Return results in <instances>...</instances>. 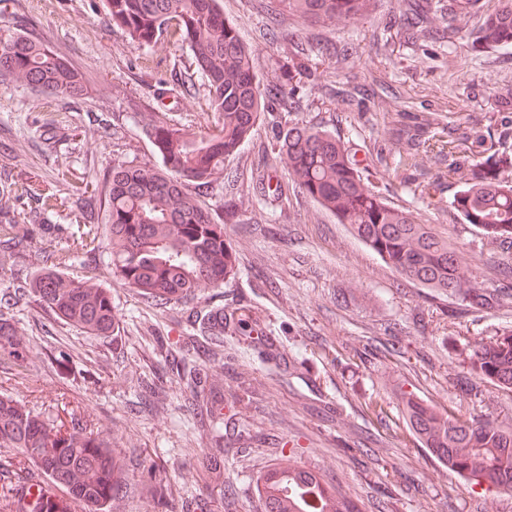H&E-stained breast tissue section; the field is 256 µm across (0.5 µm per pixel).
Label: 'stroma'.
Returning a JSON list of instances; mask_svg holds the SVG:
<instances>
[{
	"label": "stroma",
	"instance_id": "35a3bbf8",
	"mask_svg": "<svg viewBox=\"0 0 512 512\" xmlns=\"http://www.w3.org/2000/svg\"><path fill=\"white\" fill-rule=\"evenodd\" d=\"M407 2L376 0L369 16L320 27L281 0H223L225 19L255 51L261 88L283 86L288 96L267 101L252 139L225 162L238 177L236 194L216 182L203 197L239 259L219 290L224 310L245 307L252 316L250 333L225 336L224 356L209 369L224 388V483L213 487L197 465L210 442L194 428L182 386L167 380L163 409L137 403L140 378L163 366L158 341L188 330L181 306L146 304L123 285L106 235L77 251L69 208L81 196L103 199L114 163H158L144 114L192 132L211 128L193 53L165 38L129 47L105 0H0L1 39L21 31L46 41L90 86L89 98L72 99L0 77V203L14 212L13 232L33 237L26 251L0 258V298L42 268L47 253H68L65 275L110 288L118 321L116 338L92 336L25 297L11 309L25 360L0 373V395L57 426L88 419L113 447L133 449V474L154 465L175 501L200 500L203 512H263L257 481L281 460L319 472L357 512H512V493L468 484L422 448L396 399L412 391L471 419L512 420V392L489 381L471 391L457 383L475 344L512 329V287L501 284V249L451 208L458 184L448 175L449 153L470 155L475 134L497 150L493 132L512 121L499 105L512 90V47L476 44L479 12L446 24L448 0H437L426 23L402 28ZM339 44L352 49L341 68L328 53ZM300 55L303 73L292 66ZM180 79L195 81L191 95L157 96L158 81ZM422 116L430 124L410 160L397 131ZM295 124L339 136L388 204L455 243L478 286L497 292L494 307L469 311L462 296L413 283L300 192L283 203L251 194L252 170L287 182V164L270 145ZM16 184L31 194H11ZM41 196L51 223L66 228L58 238L38 237L30 223ZM236 374L251 398L238 400Z\"/></svg>",
	"mask_w": 512,
	"mask_h": 512
}]
</instances>
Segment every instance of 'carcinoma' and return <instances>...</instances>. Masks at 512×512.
Segmentation results:
<instances>
[{"instance_id": "carcinoma-1", "label": "carcinoma", "mask_w": 512, "mask_h": 512, "mask_svg": "<svg viewBox=\"0 0 512 512\" xmlns=\"http://www.w3.org/2000/svg\"><path fill=\"white\" fill-rule=\"evenodd\" d=\"M301 20L330 25L364 15L373 0H282ZM483 8L477 42L485 48L512 45V0H467ZM112 26L124 30L136 48L169 37L193 51L215 128L196 134L152 114L144 130L159 158L157 165L112 167L107 180L106 230L112 270L148 304H185L202 284L220 288L235 273L237 256L220 223L197 190L223 178L224 160L236 153L258 123L263 92L253 70L254 50L224 19L221 0H105ZM0 76L85 99V76L57 56L48 44L17 34L0 40ZM285 156L292 183L346 224L392 269L434 292L462 294L473 307L487 296L461 271L456 247L429 225L387 204L363 179L360 161L336 136L314 127L293 126L272 145ZM512 149L471 159L451 207L477 227L490 244L512 242ZM27 240L0 232V251L14 252ZM33 293L63 322L93 336L115 334L112 296L93 278L74 281L45 266L16 285ZM193 333L165 349L162 375L182 384L200 432L213 447L198 459L208 479L224 483V394L207 386L204 368L219 356L224 333L243 334L244 315L224 314L216 305L189 312ZM16 335L9 307L0 308V351L18 366L23 349L8 341ZM468 375L512 391V330L476 344L466 361ZM403 416L424 447L475 485L512 492V425L455 416L419 399L399 394ZM127 451L105 444L86 422L55 428L42 416L0 395V512H112L131 486ZM270 512H354L336 487L311 469L272 466L258 481Z\"/></svg>"}]
</instances>
